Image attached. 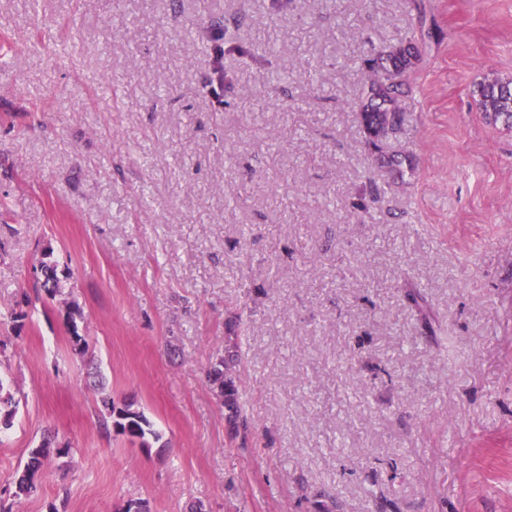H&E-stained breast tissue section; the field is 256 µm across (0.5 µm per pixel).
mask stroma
<instances>
[{
	"label": "stroma",
	"mask_w": 512,
	"mask_h": 512,
	"mask_svg": "<svg viewBox=\"0 0 512 512\" xmlns=\"http://www.w3.org/2000/svg\"><path fill=\"white\" fill-rule=\"evenodd\" d=\"M418 1L395 180L357 102ZM486 75L512 79V0H0V507L512 512V133L471 97ZM92 361L160 442L107 426ZM210 376L213 377L214 383H221L220 389L221 394L224 397L225 407L229 411L228 422L235 429L241 424L244 429L247 428V417L242 415V408L238 402V391L235 385L230 381L224 383V373L212 370ZM224 384V392H223ZM240 417H242L241 421ZM239 421V422H238ZM239 424V425H238ZM54 452L58 453L59 449L54 448L47 440H43L39 446L30 449L22 470L17 471L14 481V498L27 497L36 490L44 461Z\"/></svg>",
	"instance_id": "obj_1"
}]
</instances>
